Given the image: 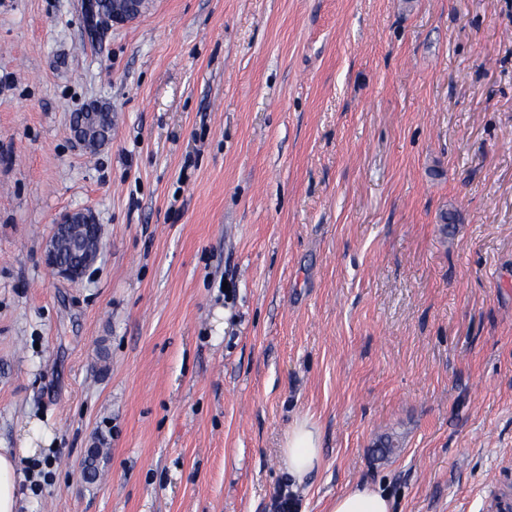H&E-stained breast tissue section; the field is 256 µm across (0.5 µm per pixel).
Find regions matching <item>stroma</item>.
<instances>
[{"instance_id": "stroma-1", "label": "stroma", "mask_w": 512, "mask_h": 512, "mask_svg": "<svg viewBox=\"0 0 512 512\" xmlns=\"http://www.w3.org/2000/svg\"><path fill=\"white\" fill-rule=\"evenodd\" d=\"M83 208L73 284L43 252ZM34 421L21 512L512 493V0H147L93 37L81 0H0V448ZM96 109H99V106L92 105L88 106L83 113L89 112L90 115L88 117H85L84 115L80 116L78 121H73L71 124V131L73 134V139L75 143L83 148L87 147H99L101 143H91L90 142V136L93 133L94 125H93V112H95ZM110 140V137L106 136V139L104 143L101 145H105ZM100 146V147H101ZM76 224H97L95 215L90 209H78L65 213L56 222L54 231L51 237L45 244L44 259L48 267H50L59 277L78 283L83 278V273L87 267L95 263L101 251V242L98 244L97 255L94 260H89L86 268L82 273H75L72 269L71 263L63 259V255L58 250V242L60 235L64 234L67 228ZM281 459L288 474L298 484H303L320 468V435L316 424L310 418L296 419L288 428L281 447Z\"/></svg>"}]
</instances>
